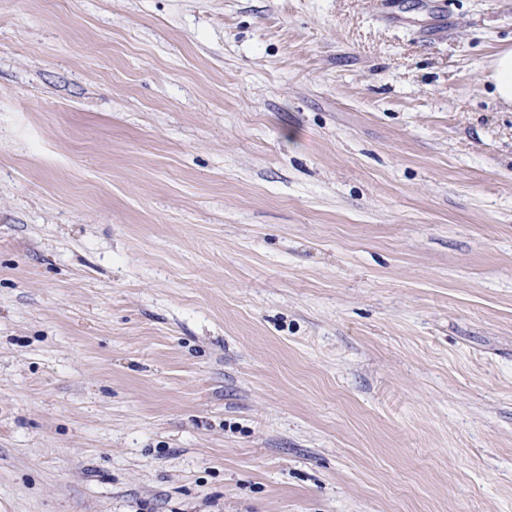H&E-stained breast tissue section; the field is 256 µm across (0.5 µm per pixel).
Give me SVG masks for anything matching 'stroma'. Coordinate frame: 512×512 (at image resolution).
Listing matches in <instances>:
<instances>
[{
  "label": "stroma",
  "mask_w": 512,
  "mask_h": 512,
  "mask_svg": "<svg viewBox=\"0 0 512 512\" xmlns=\"http://www.w3.org/2000/svg\"><path fill=\"white\" fill-rule=\"evenodd\" d=\"M512 0H0V512H512ZM487 80L495 98L508 108L512 107V47H504L495 53Z\"/></svg>",
  "instance_id": "35a3bbf8"
}]
</instances>
